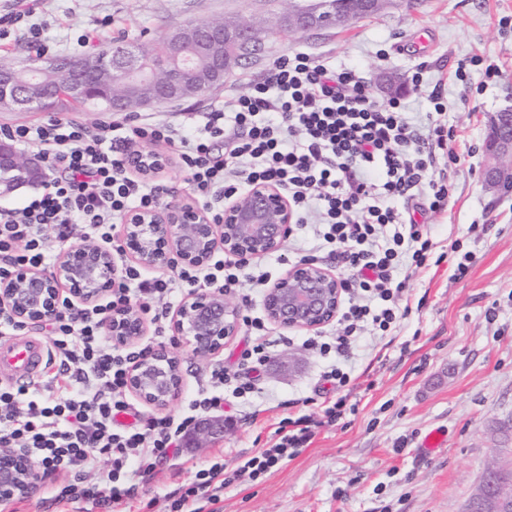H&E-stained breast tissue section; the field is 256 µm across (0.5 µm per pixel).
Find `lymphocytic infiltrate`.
<instances>
[{
    "mask_svg": "<svg viewBox=\"0 0 512 512\" xmlns=\"http://www.w3.org/2000/svg\"><path fill=\"white\" fill-rule=\"evenodd\" d=\"M427 98L432 109L417 116L404 97L381 101L355 68L336 67L305 51L278 57L247 92L211 107L203 124H157L129 112L109 125L90 126L50 118L31 126H0V139L34 149L49 167L63 170L21 206L0 208V282L18 269L55 264L51 242L108 245L116 274L107 296L91 306L62 297L44 322L55 363L45 384L0 382V448L19 449L72 483L48 489L58 502L90 503L97 512H124L131 480L149 470L150 459L177 453L205 418L222 414L225 397L253 403L262 393L261 373L275 342L262 317L245 316L248 343L235 367L211 365L180 415L143 416L127 385L144 349L113 345L106 325L113 312L140 305L150 313L155 339L170 331L174 301L208 287L239 289L251 305L268 284L263 265H244L216 251L201 267L175 265L150 278L130 263L120 239L126 215L165 203L169 189L134 173L132 153L169 145L195 199L213 220L226 201L257 183H272L288 197L297 218L295 242L280 258L312 262L318 253L335 259L343 273L339 330L306 339L327 365L322 373L337 393L323 414L336 421L357 385L346 365L366 336H388L407 318L408 279L425 268L432 247L427 225L413 211L437 213L447 206L448 182L435 176L446 151L447 108L439 87ZM224 151L215 154V141ZM309 415L282 420L278 441L238 460L234 476L255 479L295 458L314 436ZM110 457V468L100 466ZM98 471L94 483L84 475ZM224 465L197 470L172 512H221Z\"/></svg>",
    "mask_w": 512,
    "mask_h": 512,
    "instance_id": "lymphocytic-infiltrate-1",
    "label": "lymphocytic infiltrate"
}]
</instances>
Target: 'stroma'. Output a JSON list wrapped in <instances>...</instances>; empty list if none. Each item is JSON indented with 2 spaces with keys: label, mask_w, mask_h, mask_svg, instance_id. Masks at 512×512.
Instances as JSON below:
<instances>
[{
  "label": "stroma",
  "mask_w": 512,
  "mask_h": 512,
  "mask_svg": "<svg viewBox=\"0 0 512 512\" xmlns=\"http://www.w3.org/2000/svg\"><path fill=\"white\" fill-rule=\"evenodd\" d=\"M285 0H0V17L23 20L0 40V59L38 58L30 44L38 27L52 57L68 56L77 39L106 18L96 52L121 40L156 42L176 25L212 17L261 21L260 46L224 76L221 86L194 98L147 108L154 121L178 126L247 90L274 59L294 50L354 66L380 100L390 94L377 79L401 77L402 96L414 112L429 111L424 89L411 76L423 66L426 82L441 83L454 131L453 148L465 156L449 172L448 206L425 218L434 247L427 266L409 282L411 312L393 340L358 353L360 384L341 419L316 428L295 459L258 479L242 476L224 487L223 512H468L471 495L498 449L512 448V190L492 193L483 183L484 144L494 113L512 106V0H390L383 11L340 27L292 36L280 31ZM387 50L379 58L378 50ZM478 57L498 65L475 107L460 100L452 80L457 64ZM475 260L464 278L454 272L465 253ZM261 378L260 413L225 405L229 423L209 447L184 448L136 477L129 512H170L189 481L186 461L198 468L240 458L276 440L278 422L296 414L303 397L323 402V361L292 334ZM371 391H364V384ZM433 431L438 448L422 441Z\"/></svg>",
  "instance_id": "stroma-1"
}]
</instances>
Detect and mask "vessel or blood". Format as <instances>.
Instances as JSON below:
<instances>
[{
	"label": "vessel or blood",
	"mask_w": 512,
	"mask_h": 512,
	"mask_svg": "<svg viewBox=\"0 0 512 512\" xmlns=\"http://www.w3.org/2000/svg\"><path fill=\"white\" fill-rule=\"evenodd\" d=\"M50 357L46 339L12 336L0 340V371L15 383L41 379Z\"/></svg>",
	"instance_id": "1"
}]
</instances>
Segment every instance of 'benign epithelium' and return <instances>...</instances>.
<instances>
[{"mask_svg": "<svg viewBox=\"0 0 512 512\" xmlns=\"http://www.w3.org/2000/svg\"><path fill=\"white\" fill-rule=\"evenodd\" d=\"M350 16L335 11L310 12L289 9L282 17V30L301 33L310 26L340 25ZM256 24L240 20L232 27L216 30L210 25H178L164 36L163 56L148 62L144 52L121 44L112 45L109 58L82 56L61 67L55 61L35 63L23 74L0 78V105L36 104L47 108L61 94L73 100L110 99L112 110L151 107L163 100L182 99L205 82H217L236 59V46L254 42ZM121 91L108 96L103 71ZM485 170L488 190L512 188V112H498L491 120ZM142 174L149 176L167 164L153 151L142 161L133 156ZM18 163L13 146L0 142V170ZM295 223L288 198L275 185L252 186L224 206L223 222L214 223L198 205L181 201L154 209L134 210L122 226L126 252L143 269L159 270L173 260L184 266L206 264L218 250L243 263L278 251ZM115 266L111 250L104 245L79 244L63 252L54 271L45 274L22 268L11 279L0 282V307L23 324L38 325L57 309L62 290L78 303L95 304L112 286ZM343 298L340 275L315 263L289 268L265 289L262 306L266 318L286 330L316 332L336 319ZM241 311L237 304L214 291L193 292L177 307L172 328L176 339L200 356H212L227 340L238 335ZM146 322L136 308L115 312L108 335L116 346L140 340ZM129 389L146 405L165 410L183 389L179 360L165 347L152 349L131 369ZM224 432V417L206 420L195 432V443L203 447ZM43 479L20 450L0 453V498L24 497Z\"/></svg>", "mask_w": 512, "mask_h": 512, "instance_id": "1", "label": "benign epithelium"}]
</instances>
